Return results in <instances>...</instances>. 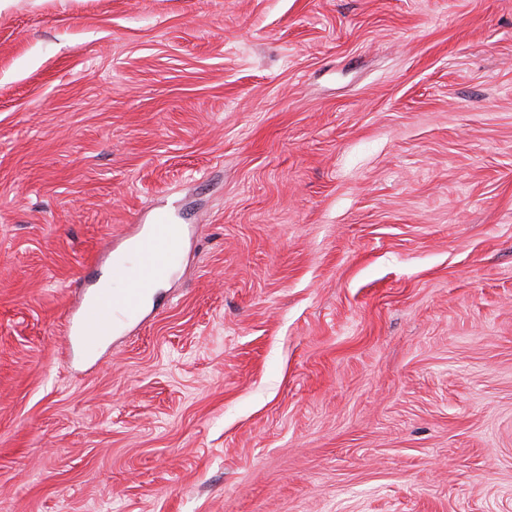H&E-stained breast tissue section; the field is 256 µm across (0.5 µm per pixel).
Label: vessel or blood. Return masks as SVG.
I'll list each match as a JSON object with an SVG mask.
<instances>
[{"label": "vessel or blood", "instance_id": "b4317fda", "mask_svg": "<svg viewBox=\"0 0 512 512\" xmlns=\"http://www.w3.org/2000/svg\"><path fill=\"white\" fill-rule=\"evenodd\" d=\"M183 243L181 226L172 222L168 211L161 210L133 241L136 261H129L118 247L104 245L93 258V265L105 269L110 277L128 281L129 286L117 295L94 291L79 303L70 333L77 337L85 352H94L118 322L139 314L148 288L177 264Z\"/></svg>", "mask_w": 512, "mask_h": 512}]
</instances>
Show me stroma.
<instances>
[{
	"label": "stroma",
	"mask_w": 512,
	"mask_h": 512,
	"mask_svg": "<svg viewBox=\"0 0 512 512\" xmlns=\"http://www.w3.org/2000/svg\"><path fill=\"white\" fill-rule=\"evenodd\" d=\"M0 512H512V0H0ZM145 231L133 240L137 252L134 263L118 247L107 242L92 260L101 266L111 278H122L130 288L119 295L102 294L100 288L82 300L71 317L69 335L77 340L87 353L94 352L101 339L118 322L137 316L142 308L147 289L174 267L183 249L184 235L181 224H172L167 210L158 211Z\"/></svg>",
	"instance_id": "35a3bbf8"
}]
</instances>
